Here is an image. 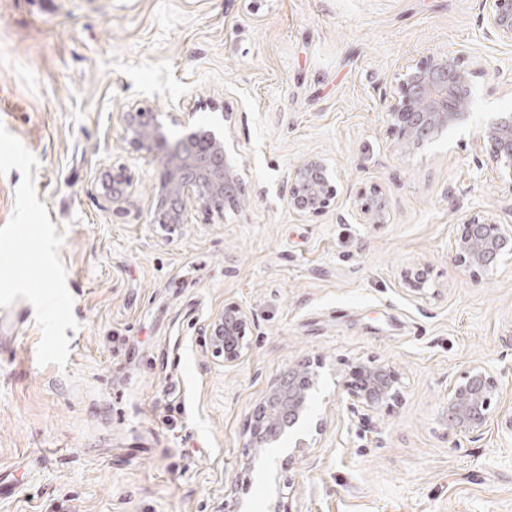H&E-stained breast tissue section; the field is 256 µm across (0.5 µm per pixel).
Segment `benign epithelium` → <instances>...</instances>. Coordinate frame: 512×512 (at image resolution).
Segmentation results:
<instances>
[{
  "label": "benign epithelium",
  "mask_w": 512,
  "mask_h": 512,
  "mask_svg": "<svg viewBox=\"0 0 512 512\" xmlns=\"http://www.w3.org/2000/svg\"><path fill=\"white\" fill-rule=\"evenodd\" d=\"M484 34L512 42V0H484ZM485 72L480 66L465 69L460 55L445 54L430 59L405 74L401 97L387 103L386 116L398 136L399 147L408 149L434 140L453 129L468 115L474 78ZM159 113L139 104L119 113L124 138L134 148L160 160L158 201L153 222L163 228L185 223L191 205L221 207L238 201L242 187L235 159L223 134L210 130L168 140ZM476 140L485 148L493 167L509 179L512 189V113L499 112L476 128ZM327 162L311 156L292 170L287 183L289 208L299 216L324 211L334 198ZM131 179L124 168L112 174V202L127 197ZM384 206L375 198L357 206L355 219L380 224ZM465 232L455 247L462 266L494 269L506 256L512 257V225L479 213L463 221ZM248 316L243 307L229 302L209 324V348L214 357L233 366L246 357ZM398 377L384 363L361 367L358 383L351 388V407L375 410L397 398ZM312 373L308 367L283 374L265 394L259 407V424L252 444L268 448L285 433L299 432L309 406ZM499 383L487 364L472 366L461 379L448 386V422L465 438L482 434L492 416V396Z\"/></svg>",
  "instance_id": "1"
}]
</instances>
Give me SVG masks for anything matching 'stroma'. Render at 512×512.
Masks as SVG:
<instances>
[{
	"instance_id": "obj_1",
	"label": "stroma",
	"mask_w": 512,
	"mask_h": 512,
	"mask_svg": "<svg viewBox=\"0 0 512 512\" xmlns=\"http://www.w3.org/2000/svg\"><path fill=\"white\" fill-rule=\"evenodd\" d=\"M482 0H0V512H512V259L457 265L465 215L512 221L474 124L397 149L383 99L460 52L472 113L512 112V43ZM138 103L223 128L241 200L154 224L158 158ZM337 173L325 211L287 204L309 156ZM122 167V205L102 188ZM382 224L352 217L362 193ZM422 271L414 292L405 275ZM249 317L232 367L207 332ZM499 382L480 439L448 423L476 363ZM399 395L352 409L357 367ZM316 374L305 448H254L259 403ZM248 316L243 307L229 302L209 324L208 341L211 353L222 358L224 366H233L246 357Z\"/></svg>"
}]
</instances>
